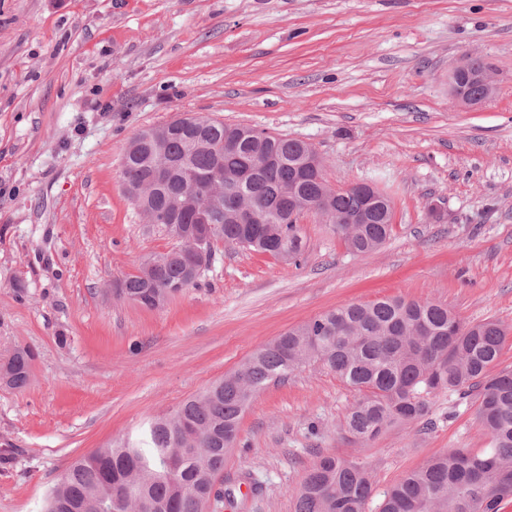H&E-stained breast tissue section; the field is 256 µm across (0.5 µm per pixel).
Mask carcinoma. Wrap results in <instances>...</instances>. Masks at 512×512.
Returning a JSON list of instances; mask_svg holds the SVG:
<instances>
[{"label": "carcinoma", "mask_w": 512, "mask_h": 512, "mask_svg": "<svg viewBox=\"0 0 512 512\" xmlns=\"http://www.w3.org/2000/svg\"><path fill=\"white\" fill-rule=\"evenodd\" d=\"M203 131L171 120L170 136L156 145L142 141L123 158L125 188L153 182L155 168L169 162L167 180L143 197L150 207L192 224L181 189L192 183L196 201L210 200L212 173H224L233 190L253 207L257 222L243 224L226 208L211 249L222 242L290 260L303 237L288 206L317 204L324 197L323 172L304 173L305 142L247 126L205 119ZM333 211L359 212L364 200L342 191L328 198ZM393 213L378 211L369 224L339 232L352 252L370 254L387 240ZM200 273L176 257L153 282L137 273L121 279L124 298L156 309L165 287L186 289ZM508 331L493 320L467 324L433 301L384 297L327 311L260 346L236 371L173 413L148 421L116 448H97L75 460L51 488V512H206L224 456L237 440L241 418L269 383L318 365L358 397L340 429L369 442L394 426L423 423L430 398L458 394L467 400L491 448H453L406 473L384 494L379 512H499L512 497V369L499 368ZM33 353L9 360L11 385L25 387ZM374 481L361 464L320 457L303 478L294 512H366Z\"/></svg>", "instance_id": "obj_1"}]
</instances>
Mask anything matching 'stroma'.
Masks as SVG:
<instances>
[{
    "label": "stroma",
    "mask_w": 512,
    "mask_h": 512,
    "mask_svg": "<svg viewBox=\"0 0 512 512\" xmlns=\"http://www.w3.org/2000/svg\"><path fill=\"white\" fill-rule=\"evenodd\" d=\"M495 96L465 108L469 56ZM199 114L311 143L328 182L393 202L376 252L302 218L284 262L217 247L195 286L149 310L114 282L175 247L120 177L144 129ZM402 296L512 330V0H0V512H42L80 456L175 410L258 347L321 313ZM355 391L311 366L245 412L218 489L246 512H293L322 455L367 467L378 512L406 472L490 442L465 400L431 398L424 432L361 443L339 424ZM471 83L480 84V86H473L470 93L473 95H482L479 97L470 95L466 86ZM451 92L453 96L465 106L481 105L491 98L496 93V83L493 77L492 69L489 64L482 62L480 67L470 71L464 70L460 65L453 68L451 72ZM33 353L30 350L16 352L9 360L11 385L14 388H24L30 378V367Z\"/></svg>",
    "instance_id": "stroma-1"
}]
</instances>
